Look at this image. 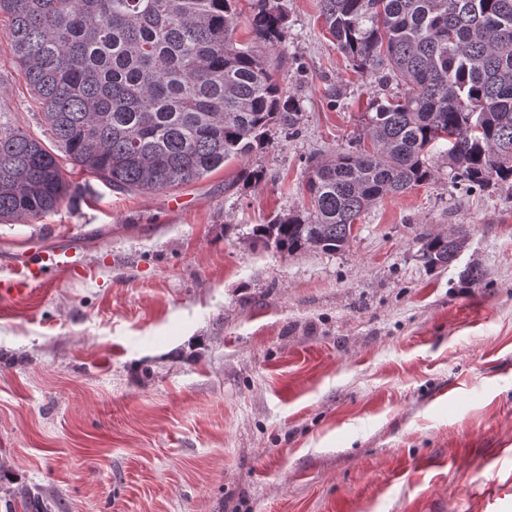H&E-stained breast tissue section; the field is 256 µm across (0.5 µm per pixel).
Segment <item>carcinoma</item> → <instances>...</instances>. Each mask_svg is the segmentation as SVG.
<instances>
[{
  "label": "carcinoma",
  "mask_w": 512,
  "mask_h": 512,
  "mask_svg": "<svg viewBox=\"0 0 512 512\" xmlns=\"http://www.w3.org/2000/svg\"><path fill=\"white\" fill-rule=\"evenodd\" d=\"M235 0H0L4 43L42 105L57 151L0 121V221L37 220L79 194V170L115 189L195 183L294 128L295 104L265 49L282 41L277 0H255L252 45L237 46ZM326 31L356 68L400 95L367 113L372 148L315 162L307 207L253 228L288 252L342 249L377 200L430 181L445 146L454 178L512 180V0H320ZM465 241L422 245L431 268ZM23 512H51L38 491Z\"/></svg>",
  "instance_id": "obj_1"
}]
</instances>
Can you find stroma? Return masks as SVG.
<instances>
[{"label": "stroma", "instance_id": "1", "mask_svg": "<svg viewBox=\"0 0 512 512\" xmlns=\"http://www.w3.org/2000/svg\"><path fill=\"white\" fill-rule=\"evenodd\" d=\"M279 2L296 129L175 194L78 172L77 203L0 223V287L33 247L84 263L0 298V512L35 487L55 512H512V183L434 150L342 250L253 241L402 91L336 49L319 0ZM39 112L0 43V116L43 141ZM246 169L263 180L225 190ZM456 232L427 269L423 238ZM465 241L459 236L438 234L427 239L422 245V260L431 268L447 267L456 260Z\"/></svg>", "mask_w": 512, "mask_h": 512}]
</instances>
